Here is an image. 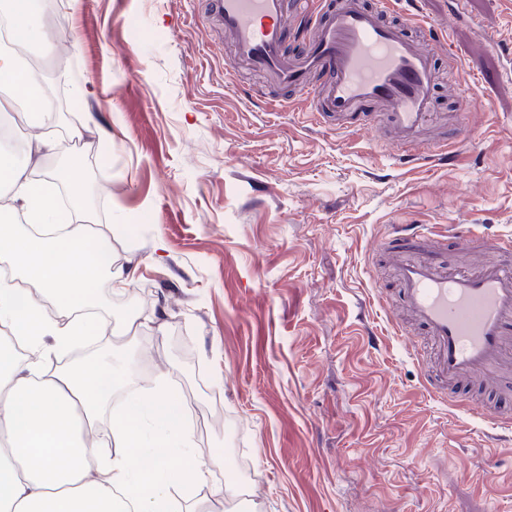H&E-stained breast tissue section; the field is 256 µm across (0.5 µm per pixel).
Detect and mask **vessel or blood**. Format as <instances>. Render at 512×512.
<instances>
[{
	"mask_svg": "<svg viewBox=\"0 0 512 512\" xmlns=\"http://www.w3.org/2000/svg\"><path fill=\"white\" fill-rule=\"evenodd\" d=\"M214 20L231 38L235 63L270 75L286 88L313 94L310 115L332 117L337 130L376 134L385 113L400 156L415 161L444 158L449 146L464 145L479 125L467 115L469 102L447 135L425 140L438 117L431 110L436 85L438 37L412 40L417 21L395 24L386 17L395 0H337L334 8L309 14L306 0H210ZM304 22L306 49L287 55L288 15ZM488 252L474 267L443 261L449 244ZM373 253L394 255L402 301L412 323L399 335L416 342L427 336L431 353L419 354L430 393L450 398L482 418L512 425V236H486L478 228L397 224L378 237ZM498 381L488 404L471 401L466 379Z\"/></svg>",
	"mask_w": 512,
	"mask_h": 512,
	"instance_id": "vessel-or-blood-1",
	"label": "vessel or blood"
}]
</instances>
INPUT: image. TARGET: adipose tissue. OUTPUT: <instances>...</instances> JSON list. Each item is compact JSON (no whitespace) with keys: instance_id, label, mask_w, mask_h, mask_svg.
I'll return each instance as SVG.
<instances>
[{"instance_id":"ef3b65f1","label":"adipose tissue","mask_w":512,"mask_h":512,"mask_svg":"<svg viewBox=\"0 0 512 512\" xmlns=\"http://www.w3.org/2000/svg\"><path fill=\"white\" fill-rule=\"evenodd\" d=\"M10 37L0 42V86L25 108L29 124H53V112L24 57L42 38L32 0H0ZM70 190L67 210L50 203L57 183ZM18 201L32 229L0 224V257L18 266L22 284L0 279V326L26 355L0 349V512H243L241 492L214 486L192 448V408L174 400L169 375L146 392H129L123 414L99 438L101 416L125 376V360L87 355L52 368L78 340L106 333L136 334L139 315L120 325L94 313V291L108 282L124 290L131 269L92 254L82 205L84 171L78 156L42 180L32 179L14 154L0 151V193ZM54 301L49 313L44 299Z\"/></svg>"}]
</instances>
